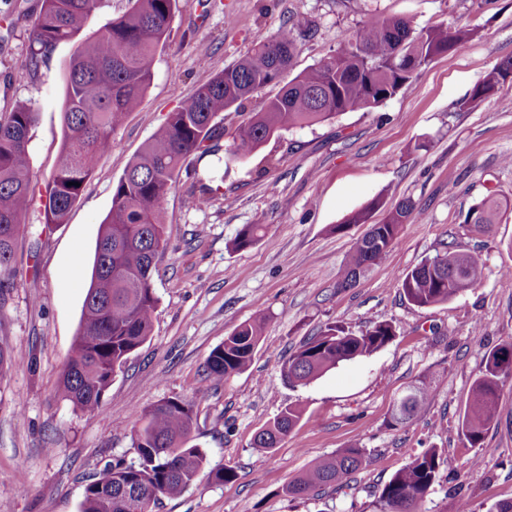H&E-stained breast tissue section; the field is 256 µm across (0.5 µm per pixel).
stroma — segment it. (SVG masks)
<instances>
[{
    "label": "stroma",
    "mask_w": 512,
    "mask_h": 512,
    "mask_svg": "<svg viewBox=\"0 0 512 512\" xmlns=\"http://www.w3.org/2000/svg\"><path fill=\"white\" fill-rule=\"evenodd\" d=\"M38 0H0V109L18 102L38 114L29 143L32 173L45 186L63 143L62 111L69 63L86 41L59 45L37 72L25 64ZM233 26H225V15ZM397 16L423 27L441 21L478 27L459 52L440 55L383 105L281 131L242 159L231 158L236 128L261 111L278 86L263 88L246 111L224 115L218 141L226 158L224 188L207 207L192 206L185 183L168 197L167 248L152 287L158 298L148 341L129 357L95 415L74 411L59 396L61 375L77 334L100 225L112 187L147 140L202 83L233 65L286 22H309L315 35L298 42L283 81L308 70L370 15ZM512 57V0H218L202 11L188 0L176 12L153 77L135 112L112 134V149L95 167L65 223L42 233L44 211L23 216L27 237L18 259L25 273L0 300V344L32 351L36 372L0 373V512H80L93 474L118 459L134 460L135 415L160 400L190 398L193 435L209 461L182 495L161 498L154 512H373L382 485L410 453L437 448L441 468L419 512H488L512 501V377L499 391L496 421L485 434L493 459L463 439L461 419L487 355L512 344V80L502 93L472 104L473 87ZM508 207L485 231L464 223L488 194ZM388 208L412 199L423 213L406 225L385 262L341 288L347 255L366 227L330 233L375 198ZM247 224L261 238L243 250L231 243ZM41 235L38 250L29 239ZM479 256V283L448 302L418 307L403 295V276L441 242ZM260 320L263 340L244 372L211 381L203 374L212 349L237 326ZM386 322L395 336L376 353L340 364L302 385L283 381L281 366L326 325L358 331ZM428 381L424 411L396 427L387 421L408 386ZM296 427L275 448L253 438L285 407ZM363 449L366 464L350 481L299 498L283 487L340 448ZM230 467L218 482L210 469Z\"/></svg>",
    "instance_id": "1"
}]
</instances>
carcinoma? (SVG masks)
<instances>
[{"mask_svg": "<svg viewBox=\"0 0 512 512\" xmlns=\"http://www.w3.org/2000/svg\"><path fill=\"white\" fill-rule=\"evenodd\" d=\"M100 0H41L29 34L28 69L38 71L53 50L72 40L91 19ZM120 16L99 26L91 42L71 60L63 112L65 143L60 162L47 184L46 196L37 197L32 181L28 144L36 123L31 106L18 103L0 113V293L16 286L18 245L25 229L21 217L35 203L44 207L46 225L62 224L91 177L95 165L112 148V133L139 107L150 83L158 52L164 47L170 23L180 0H129ZM478 34L476 28L440 23L420 29L397 17L372 16L330 49L315 66L284 85L260 112L241 125L234 137L232 155L241 157L257 149L277 132L327 121L345 112L381 106L410 85L438 55L462 50ZM313 28L301 24L298 33L281 28L256 44L231 67L225 68L196 91L145 143L112 190V208L100 225L92 281L84 301L71 355L62 373L61 396L74 409L95 414L116 373L152 332L157 309L152 281L159 273L158 258L166 249L162 214L180 176L190 180L187 197L208 205L220 191L224 175L199 177L188 167L190 158L202 159L217 152L212 142L224 133V113L241 112L253 94L277 85L297 50V38H310ZM512 74V57L503 59L471 92L469 102L483 100L500 89ZM381 199L355 211L340 224L336 234L353 224L368 230L351 246L340 288L353 287L357 279L381 264L403 229L420 212L407 199L377 224L369 223ZM500 204L491 194L469 209L464 224L483 231L497 222ZM261 224H246L233 246L245 249L260 238ZM477 256L442 245L404 276L405 297L418 307L444 303L481 279ZM263 334V323L239 326L215 347L205 362L212 380L243 372L251 365ZM394 338L389 323H375L354 331L331 325L305 340L282 365L290 383H307L341 363L371 355ZM512 351V344L492 350L485 369L472 389V401L461 421V434L473 448L482 449L475 463L490 456L483 447L484 432L496 420L500 385L512 374V361L497 362L498 353ZM34 372L36 359L29 353L0 345V372L12 365ZM429 386L421 381L409 386L395 400L388 424L398 426L424 410ZM300 413L288 407L261 430L254 443L276 447L291 432ZM193 404L183 397L163 399L141 411L133 428L136 459L123 460L95 473L86 484L81 512H152L162 497L179 496L196 480L206 455L193 443ZM366 463L360 448H340L313 463L290 481L284 492L302 496L345 482ZM451 465L437 448L409 455V462L380 489L375 512H392L405 502L417 512L432 490L438 470Z\"/></svg>", "mask_w": 512, "mask_h": 512, "instance_id": "obj_1", "label": "carcinoma"}]
</instances>
